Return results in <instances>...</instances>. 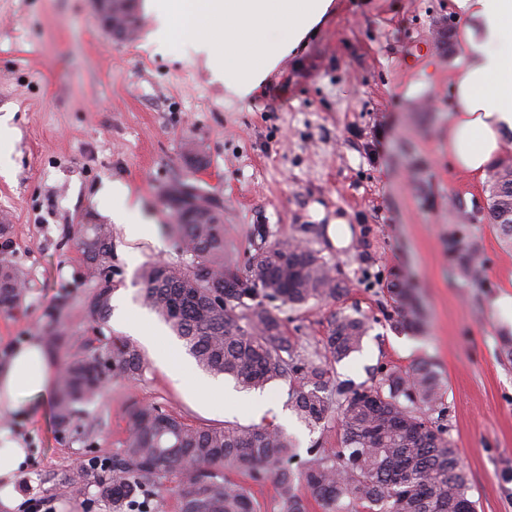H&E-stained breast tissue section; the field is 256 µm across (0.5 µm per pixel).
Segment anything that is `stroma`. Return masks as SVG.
I'll return each mask as SVG.
<instances>
[{"label": "stroma", "instance_id": "1", "mask_svg": "<svg viewBox=\"0 0 512 512\" xmlns=\"http://www.w3.org/2000/svg\"><path fill=\"white\" fill-rule=\"evenodd\" d=\"M137 13L135 36L117 40L92 0H0V124L15 130L0 145V259L26 283L20 302L0 311V365L34 340L63 335L77 345L94 334L72 237L108 223L98 209L104 183L125 184L150 220L136 241L112 229L109 326L140 347L141 379L113 378L86 408V434L59 431L49 398L25 416L0 409V437L29 450L14 480L23 503L112 512L95 486L75 495L63 477L88 452L109 457L122 447L135 404L196 426L271 422L300 449L335 447L336 425L312 431L288 409L286 382L240 390L200 369L173 332L151 341L120 322L121 310L142 307L140 268L179 256L164 191L187 182L223 212L227 263L245 264L261 224L335 264L342 295L289 313V335L322 349L332 314L356 312L370 330L359 352L336 363L339 379L369 384L384 367L431 365L478 512H512V359L503 345L512 311L500 304L512 296V245L494 225L463 217L488 207L498 173L512 168V133L485 175L451 168L450 78L464 23L453 0H332L315 33L243 101L213 81L191 37L157 46L145 6ZM316 206L346 216L347 247L331 245L325 222L312 218ZM452 232L478 245L479 283L457 276ZM401 286L411 299L395 295ZM165 349L180 373L159 359ZM196 379L214 380L223 397H199L189 386Z\"/></svg>", "mask_w": 512, "mask_h": 512}]
</instances>
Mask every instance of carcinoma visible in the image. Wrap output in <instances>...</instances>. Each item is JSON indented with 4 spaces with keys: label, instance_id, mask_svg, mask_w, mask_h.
I'll list each match as a JSON object with an SVG mask.
<instances>
[{
    "label": "carcinoma",
    "instance_id": "1",
    "mask_svg": "<svg viewBox=\"0 0 512 512\" xmlns=\"http://www.w3.org/2000/svg\"><path fill=\"white\" fill-rule=\"evenodd\" d=\"M187 188L178 183L166 193L180 258L141 268L143 304L171 326L205 371L246 389L288 382V409L313 430L338 421L337 445L327 450L314 444L300 459L288 434L272 424L200 427L157 406L135 404L123 448L104 467L88 464L64 482L80 491L95 484L112 501V512H156L153 499L168 490L178 497L179 512H261L249 489L231 478L233 472L255 481L272 478L277 512H310L314 503L320 512H476L445 424L437 374L422 365L411 373L392 369L369 386L336 380L332 363L359 350L366 319L333 314L321 353L300 349L283 317L311 301L336 300V266L294 237L269 238L264 226L254 231L245 268L227 264L220 212L182 204ZM491 200L497 231L512 243L511 171L495 181ZM75 244L91 281L85 304L99 329L66 361L57 380L54 419L65 429L107 380H137L145 367L137 345L104 332L116 288L112 231L105 224H84ZM448 248L460 276L480 278L474 244L452 236ZM22 288V274L0 261V309L13 308Z\"/></svg>",
    "mask_w": 512,
    "mask_h": 512
}]
</instances>
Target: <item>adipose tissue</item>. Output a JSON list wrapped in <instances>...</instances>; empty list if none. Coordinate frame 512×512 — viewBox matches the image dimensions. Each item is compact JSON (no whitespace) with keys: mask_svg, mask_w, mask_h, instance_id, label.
<instances>
[{"mask_svg":"<svg viewBox=\"0 0 512 512\" xmlns=\"http://www.w3.org/2000/svg\"><path fill=\"white\" fill-rule=\"evenodd\" d=\"M465 22L459 36L461 64L451 76L453 115L448 157L459 172L481 176L512 131V0H455ZM331 0H146L161 37L190 35L197 51L218 64L225 89L247 98L322 19ZM111 217L128 240L141 237L132 219L128 189L105 184ZM53 370L45 345L18 348L0 366V408L25 414L52 390ZM27 449L0 444V507L18 505L13 478Z\"/></svg>","mask_w":512,"mask_h":512,"instance_id":"obj_1","label":"adipose tissue"}]
</instances>
